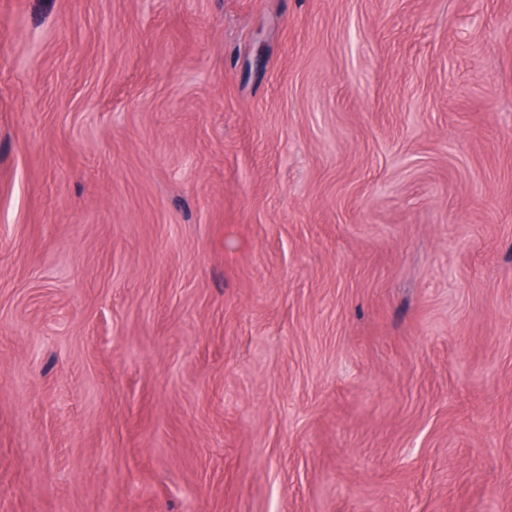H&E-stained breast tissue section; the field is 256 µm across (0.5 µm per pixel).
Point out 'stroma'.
<instances>
[{"instance_id":"stroma-1","label":"stroma","mask_w":512,"mask_h":512,"mask_svg":"<svg viewBox=\"0 0 512 512\" xmlns=\"http://www.w3.org/2000/svg\"><path fill=\"white\" fill-rule=\"evenodd\" d=\"M0 512H512V0H0Z\"/></svg>"}]
</instances>
